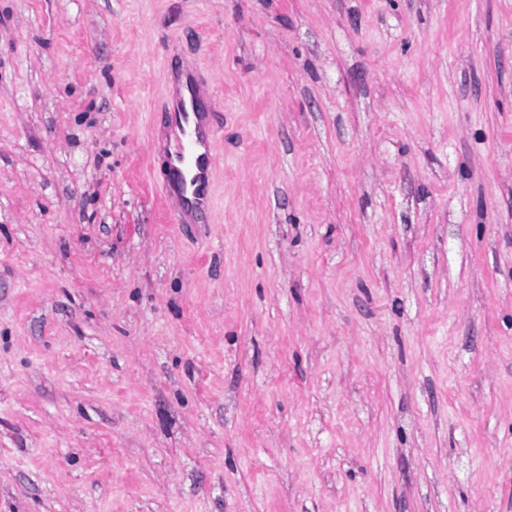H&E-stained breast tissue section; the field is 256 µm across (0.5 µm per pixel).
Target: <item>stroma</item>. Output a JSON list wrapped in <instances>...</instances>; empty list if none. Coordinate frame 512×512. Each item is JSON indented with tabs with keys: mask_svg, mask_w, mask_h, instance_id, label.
<instances>
[{
	"mask_svg": "<svg viewBox=\"0 0 512 512\" xmlns=\"http://www.w3.org/2000/svg\"><path fill=\"white\" fill-rule=\"evenodd\" d=\"M0 512H512V0H0ZM196 95L193 86L188 89V95L181 102L177 111H174L171 116L179 128L178 144L176 149L171 153V171L176 175L183 186V194L179 192L180 198H177L182 205L183 211L186 212V203L193 202L195 208L193 212L201 209L205 202L207 189L209 185V177L212 167L215 163V157L211 150L210 134L207 128L206 120L203 121L201 127L197 122L199 115L198 107L195 105ZM187 144L196 154L195 166L190 175L185 172L175 162H182V155ZM203 146L205 151L197 153V147ZM204 190L201 196V188ZM200 196V197H199Z\"/></svg>",
	"mask_w": 512,
	"mask_h": 512,
	"instance_id": "1",
	"label": "stroma"
}]
</instances>
